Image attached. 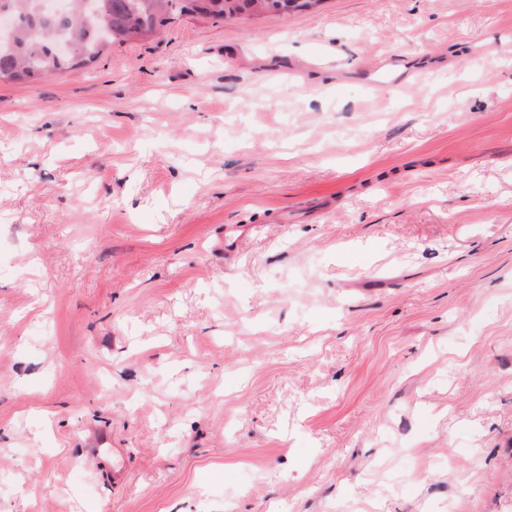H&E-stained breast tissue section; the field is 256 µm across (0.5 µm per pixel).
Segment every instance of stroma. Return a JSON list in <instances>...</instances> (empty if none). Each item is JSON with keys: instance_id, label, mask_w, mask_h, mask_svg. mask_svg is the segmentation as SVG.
<instances>
[{"instance_id": "obj_1", "label": "stroma", "mask_w": 512, "mask_h": 512, "mask_svg": "<svg viewBox=\"0 0 512 512\" xmlns=\"http://www.w3.org/2000/svg\"><path fill=\"white\" fill-rule=\"evenodd\" d=\"M0 512H512V0L1 80Z\"/></svg>"}]
</instances>
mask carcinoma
<instances>
[{"mask_svg":"<svg viewBox=\"0 0 512 512\" xmlns=\"http://www.w3.org/2000/svg\"><path fill=\"white\" fill-rule=\"evenodd\" d=\"M43 0H0L16 23L0 32V79L46 77L96 60L104 48L161 30L184 14L234 19L287 15L309 8L308 0H69L61 15Z\"/></svg>","mask_w":512,"mask_h":512,"instance_id":"carcinoma-1","label":"carcinoma"}]
</instances>
